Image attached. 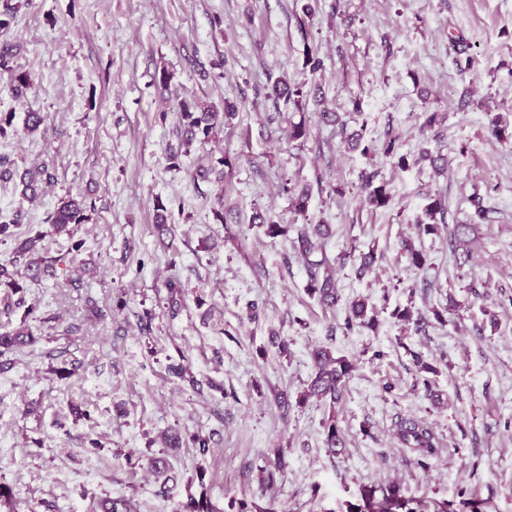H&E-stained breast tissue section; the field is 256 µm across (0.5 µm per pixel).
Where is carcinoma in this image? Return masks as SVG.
I'll return each mask as SVG.
<instances>
[{
	"mask_svg": "<svg viewBox=\"0 0 512 512\" xmlns=\"http://www.w3.org/2000/svg\"><path fill=\"white\" fill-rule=\"evenodd\" d=\"M19 4L12 3V0H3L0 4V32L8 31L16 18ZM21 44L8 39H0V76L7 77L9 87L15 96L20 99L24 97L26 90L32 85L31 75L19 70L15 66V59L20 54ZM273 93L276 98H283L285 101L299 103L303 97V86L290 84L279 79L273 85ZM180 111V133L183 141L191 144L195 141L205 143L211 138L213 129L224 119L234 116L235 106L224 103V111L219 112L214 107L192 100L185 99L178 103ZM378 173L371 172L362 175V180L369 189L366 204L370 207H382L390 199L387 185L377 180ZM52 180V174L46 165L42 164L26 170L20 177L23 185L21 194L23 197L32 199L37 195L39 185ZM94 205L84 200L74 198L62 200L58 206L46 218L54 231L66 232L74 235L75 228L89 220V211ZM446 210L445 202L440 197L430 199L425 206L424 217L417 221L419 231L425 234H437L448 228L446 224H440L437 216L444 215ZM475 228L473 224H457L453 227L452 235L458 246L463 250V257L469 258L468 246L471 243L470 232ZM296 236L293 238V248L296 257L303 262L308 273L307 292L318 301L333 308L339 302V295L336 291L335 280L332 270L336 259L330 257L325 248L324 225L322 224H296L294 225ZM43 240V235L38 234L23 240L14 251V256L7 263H0V287L5 286L17 293L23 290L20 283L22 278L37 280L43 276H55L57 260L45 257L40 254L38 243ZM404 252L408 267L422 269L427 263L426 255L422 250L411 243L404 244ZM13 270H8V267ZM393 316L405 325H414L415 331H422L424 323L422 316H414V311L405 307L396 309ZM377 319L374 309L370 308L367 301L357 299L352 301L347 310L345 328L351 330L355 327L375 329ZM38 337L29 328L27 321H22L21 327L14 332L0 334V347L4 351L24 346H32L37 343ZM311 358L314 372L310 378L307 389L300 395V400L305 401L311 397L329 403L330 409H335L343 394V390L352 375L354 363L348 358L334 356L333 352L325 346H316L311 350ZM400 443L411 448L420 456L418 461L421 466H426L424 459L435 454L436 441L433 432L422 422L409 419L400 424L398 429ZM324 445L325 452L334 456L345 447L344 437L336 424V414L332 413L324 423ZM288 468L285 450L272 448L269 453V464L264 469L266 483L272 484L275 475ZM363 505L357 507V512H414L408 507L409 500L404 498L398 489L391 488L376 498L375 490H364L362 495Z\"/></svg>",
	"mask_w": 512,
	"mask_h": 512,
	"instance_id": "carcinoma-1",
	"label": "carcinoma"
}]
</instances>
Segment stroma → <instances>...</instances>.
Listing matches in <instances>:
<instances>
[{
  "instance_id": "obj_1",
  "label": "stroma",
  "mask_w": 512,
  "mask_h": 512,
  "mask_svg": "<svg viewBox=\"0 0 512 512\" xmlns=\"http://www.w3.org/2000/svg\"><path fill=\"white\" fill-rule=\"evenodd\" d=\"M305 2L21 0L10 35L33 85L19 101L0 80V113L13 115L0 156L19 173L47 164L53 180L33 202L0 182V213L25 214L0 242V263L40 233L58 264L56 277L24 280V305L0 288V326L19 327L32 304L42 331L0 357V512H101L121 498L134 512L198 502L262 512L272 498L284 512H347L367 487L399 488L417 512L443 501L448 512H512V136L490 129L512 113V0H316L310 15ZM309 50L321 71L305 67ZM282 77L302 84L300 104L275 102ZM185 97L234 101L237 115L209 143L183 147ZM30 110L45 116L34 133ZM324 111L340 123H322ZM428 112L445 122L424 133ZM298 122L308 135L290 139ZM357 130L371 153L349 149ZM391 135L409 167L384 155ZM424 151L447 156V170L420 160ZM222 155L232 161L223 180H196L198 165ZM365 171L388 181L387 206L366 205ZM302 189L310 199L298 215L291 193ZM69 195L95 210L75 236L53 234L46 217ZM431 195L445 200L446 224L475 227L465 266L449 234L415 227ZM158 200L168 246L154 226ZM257 214L329 225L340 305L307 293L291 236L265 235ZM406 238L424 269L408 268ZM369 251L375 268L358 276ZM358 297L377 311L375 329L346 330L345 305ZM408 306L423 332L393 318ZM315 345L355 365L333 409L298 401ZM416 352L432 374L419 373ZM331 415L346 443L333 457ZM404 418L435 434L427 467L397 439ZM173 433L181 447H166ZM274 447L289 466L269 486Z\"/></svg>"
}]
</instances>
